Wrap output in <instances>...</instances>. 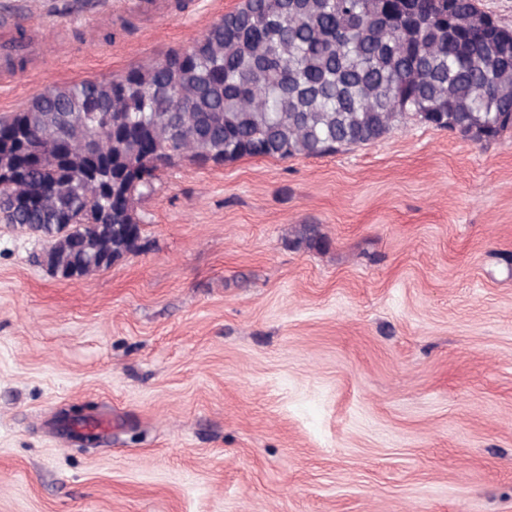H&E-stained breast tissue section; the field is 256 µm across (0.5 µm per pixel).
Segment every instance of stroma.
I'll return each instance as SVG.
<instances>
[{
    "mask_svg": "<svg viewBox=\"0 0 512 512\" xmlns=\"http://www.w3.org/2000/svg\"><path fill=\"white\" fill-rule=\"evenodd\" d=\"M0 0V115L200 38L240 0ZM79 280L0 223V512H512V139L407 121L322 158L162 172ZM316 224L322 249L296 245ZM112 418L86 443L75 405Z\"/></svg>",
    "mask_w": 512,
    "mask_h": 512,
    "instance_id": "obj_1",
    "label": "stroma"
}]
</instances>
